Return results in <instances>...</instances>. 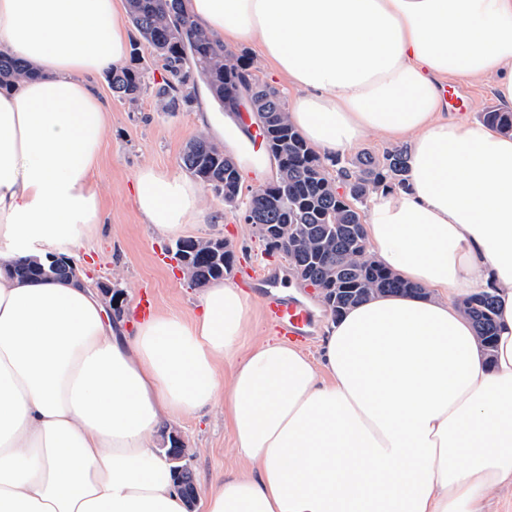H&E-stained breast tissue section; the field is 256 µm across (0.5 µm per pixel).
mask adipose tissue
Returning a JSON list of instances; mask_svg holds the SVG:
<instances>
[{"label":"adipose tissue","mask_w":512,"mask_h":512,"mask_svg":"<svg viewBox=\"0 0 512 512\" xmlns=\"http://www.w3.org/2000/svg\"><path fill=\"white\" fill-rule=\"evenodd\" d=\"M221 42L257 43L293 90L288 119L323 159L371 131L413 142L406 191L379 192L376 262L417 285L329 324L319 363L242 349L251 297L214 281L199 315L127 332L85 281H19L31 257L90 251L107 127L97 75L122 62L116 0H0V51L35 75L0 91V512H186L151 437L224 407L238 472L203 512H487L512 484V135L440 118L437 81L489 76L512 107V0H188ZM202 127L261 176L270 160L222 112ZM201 188L143 167L156 234L207 223ZM492 291L485 351L461 299Z\"/></svg>","instance_id":"adipose-tissue-1"}]
</instances>
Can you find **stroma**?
I'll use <instances>...</instances> for the list:
<instances>
[{
	"instance_id": "1",
	"label": "stroma",
	"mask_w": 512,
	"mask_h": 512,
	"mask_svg": "<svg viewBox=\"0 0 512 512\" xmlns=\"http://www.w3.org/2000/svg\"><path fill=\"white\" fill-rule=\"evenodd\" d=\"M139 66L148 89L133 104L113 95L106 76L95 80V87L109 112L103 148L94 173L106 222L101 227L93 253H82L75 259L88 285H95L100 280L117 285L123 296L115 314L130 322L142 320V302L146 299L150 300L155 312L175 310L188 316L196 312L198 290L190 286L187 275L182 274L170 253L172 238L156 235L150 225L143 223L135 208L134 179L145 165L181 170L180 156L186 143L202 133L197 122L198 114L220 109L202 88L192 103L174 111H163L155 95L164 78L160 62L146 52L142 54ZM456 89L467 105L463 108L445 105L442 109L445 118L464 116L479 121L485 112L501 107L492 79L460 81ZM259 185V180L254 177L242 178L240 205ZM202 205L210 211L212 218L208 224L193 231V238L221 237L230 242L236 262L225 278L233 285L242 286L251 271L263 267L281 281L286 292L301 296L315 315L317 331L302 350L312 361H319L320 335L332 319L319 294L293 273L284 257L268 255L254 227L244 221L240 205L236 208L227 206L207 187L202 190ZM172 434L182 440L185 446L183 462L193 473L198 500L193 503L192 512H202L200 497L215 480L239 468L232 436L224 426V410L213 407L192 417L164 421L152 438L153 446L165 450Z\"/></svg>"
}]
</instances>
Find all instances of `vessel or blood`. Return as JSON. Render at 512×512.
Instances as JSON below:
<instances>
[{
  "label": "vessel or blood",
  "mask_w": 512,
  "mask_h": 512,
  "mask_svg": "<svg viewBox=\"0 0 512 512\" xmlns=\"http://www.w3.org/2000/svg\"><path fill=\"white\" fill-rule=\"evenodd\" d=\"M254 286L278 334L292 342L304 341L312 326L311 313L296 300L282 296L276 281L266 271L256 272Z\"/></svg>",
  "instance_id": "b4317fda"
}]
</instances>
